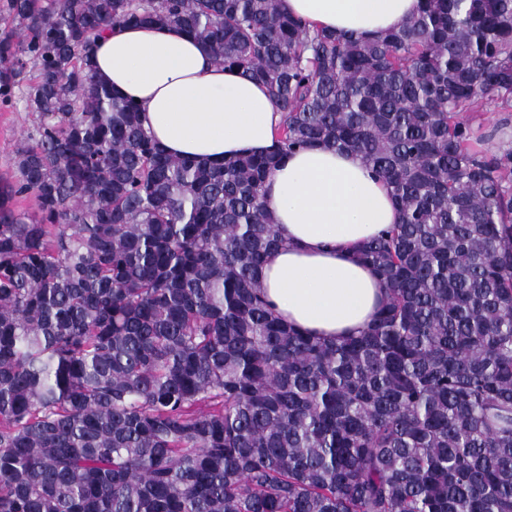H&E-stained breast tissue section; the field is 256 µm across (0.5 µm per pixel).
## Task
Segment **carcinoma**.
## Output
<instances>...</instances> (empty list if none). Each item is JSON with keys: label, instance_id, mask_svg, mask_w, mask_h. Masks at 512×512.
Wrapping results in <instances>:
<instances>
[{"label": "carcinoma", "instance_id": "1", "mask_svg": "<svg viewBox=\"0 0 512 512\" xmlns=\"http://www.w3.org/2000/svg\"><path fill=\"white\" fill-rule=\"evenodd\" d=\"M421 2L354 38L279 0H6L0 98L34 125L0 184V512H512V148L464 119L512 108V0ZM143 24L266 85L277 150L166 153L94 74ZM316 146L400 215L359 252L385 303L334 342L259 279L267 178Z\"/></svg>", "mask_w": 512, "mask_h": 512}]
</instances>
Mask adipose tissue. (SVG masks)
Masks as SVG:
<instances>
[{"label": "adipose tissue", "instance_id": "adipose-tissue-1", "mask_svg": "<svg viewBox=\"0 0 512 512\" xmlns=\"http://www.w3.org/2000/svg\"><path fill=\"white\" fill-rule=\"evenodd\" d=\"M310 25L359 38L384 34L417 14L420 0H280ZM94 70L133 100L148 132L173 156L221 162L276 148L281 114L264 85L214 62L182 31L120 27L97 39ZM264 205L283 244L260 279L276 314L322 339L354 336L375 317L386 286L357 257L399 220L386 187L360 155L328 147L284 158L265 184Z\"/></svg>", "mask_w": 512, "mask_h": 512}]
</instances>
